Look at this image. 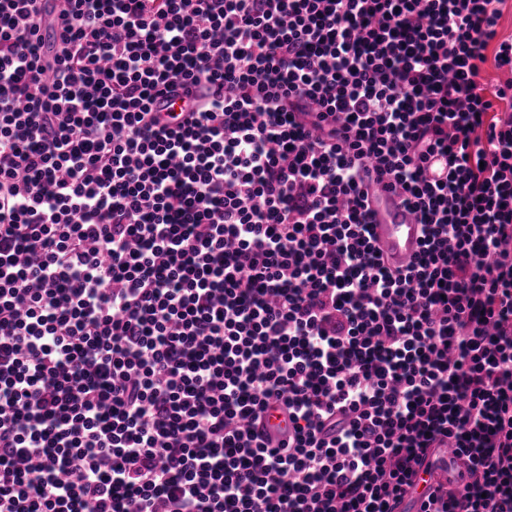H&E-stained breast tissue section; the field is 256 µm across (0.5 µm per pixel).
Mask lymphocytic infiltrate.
<instances>
[{
	"mask_svg": "<svg viewBox=\"0 0 512 512\" xmlns=\"http://www.w3.org/2000/svg\"><path fill=\"white\" fill-rule=\"evenodd\" d=\"M503 3L0 0V512H512ZM374 191L378 198L372 216L376 243L392 267L403 268L420 251L421 226L398 197L377 186Z\"/></svg>",
	"mask_w": 512,
	"mask_h": 512,
	"instance_id": "1",
	"label": "lymphocytic infiltrate"
}]
</instances>
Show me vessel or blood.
Here are the masks:
<instances>
[{
    "label": "vessel or blood",
    "mask_w": 512,
    "mask_h": 512,
    "mask_svg": "<svg viewBox=\"0 0 512 512\" xmlns=\"http://www.w3.org/2000/svg\"><path fill=\"white\" fill-rule=\"evenodd\" d=\"M376 195L372 216L376 243L392 267H404L421 248V227L398 197L381 189Z\"/></svg>",
    "instance_id": "obj_1"
}]
</instances>
